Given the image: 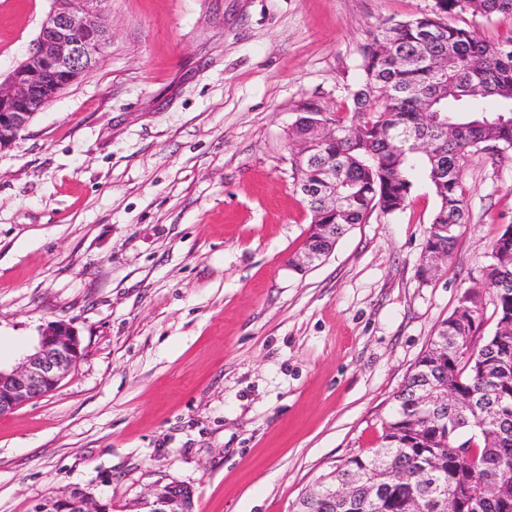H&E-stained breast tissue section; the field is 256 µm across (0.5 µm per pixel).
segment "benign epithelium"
<instances>
[{"label":"benign epithelium","instance_id":"benign-epithelium-1","mask_svg":"<svg viewBox=\"0 0 512 512\" xmlns=\"http://www.w3.org/2000/svg\"><path fill=\"white\" fill-rule=\"evenodd\" d=\"M94 0H54V10L32 41L26 57L7 80L0 81V151L13 146L40 107L56 98L101 62L111 37L103 13L89 8ZM75 328L64 320L44 328L33 350L11 369H0V416L40 398L60 385L82 359ZM371 497L376 487L349 481L315 489L306 498L336 502L356 493ZM41 512H107L87 492L55 499ZM141 512H194L193 492L177 482L156 486L141 502Z\"/></svg>","mask_w":512,"mask_h":512}]
</instances>
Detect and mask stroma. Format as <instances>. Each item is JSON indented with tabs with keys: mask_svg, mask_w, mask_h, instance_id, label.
I'll use <instances>...</instances> for the list:
<instances>
[{
	"mask_svg": "<svg viewBox=\"0 0 512 512\" xmlns=\"http://www.w3.org/2000/svg\"><path fill=\"white\" fill-rule=\"evenodd\" d=\"M432 0H103L101 63L0 151V367L50 322L84 356L0 417V512L76 490L139 512L155 485L197 512H292L377 447L417 358L468 291L480 336L493 242L512 225V158L472 155L469 222L420 274L437 199L373 213L320 264L290 268L310 215L287 130L342 108L360 48ZM52 0H0V77Z\"/></svg>",
	"mask_w": 512,
	"mask_h": 512,
	"instance_id": "stroma-1",
	"label": "stroma"
}]
</instances>
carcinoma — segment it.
<instances>
[{
    "mask_svg": "<svg viewBox=\"0 0 512 512\" xmlns=\"http://www.w3.org/2000/svg\"><path fill=\"white\" fill-rule=\"evenodd\" d=\"M512 14V0H434L430 11L386 22L371 31L360 49L359 84L348 90L350 105L327 111L315 102L300 106L296 120L301 144L292 158L296 189L311 221L305 244L328 256L354 224L377 211L400 212L419 175L438 200L425 249L450 257L468 221L465 159L475 153L512 150V38L490 44L472 24L447 19L469 15L490 19ZM429 109L438 119L420 120ZM428 145V152H394L389 141L405 132ZM336 173V207L322 196L323 179ZM486 283L494 294L497 323L512 319V241L500 235L492 245ZM460 305L468 317L449 316L394 398L378 447L349 457L325 480L377 479L382 492L336 505L298 500L294 512H437L433 491L441 488L467 505L497 484L512 501V332L499 328L480 345L474 297ZM448 343L436 365V350ZM437 384L419 410L407 393L425 378ZM451 388L468 399L464 414L445 397ZM420 473L410 484L388 483L391 469Z\"/></svg>",
    "mask_w": 512,
    "mask_h": 512,
    "instance_id": "cac0c4a2",
    "label": "carcinoma"
}]
</instances>
